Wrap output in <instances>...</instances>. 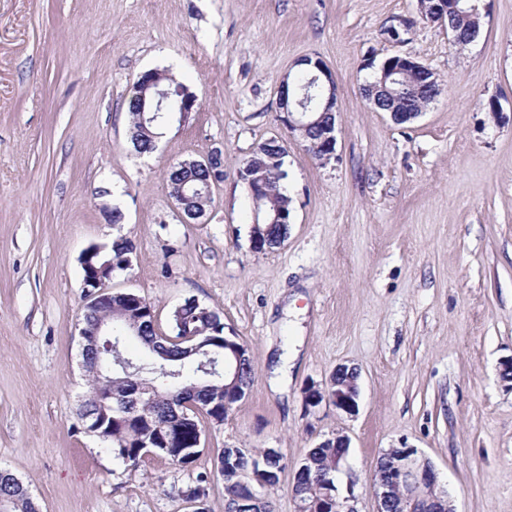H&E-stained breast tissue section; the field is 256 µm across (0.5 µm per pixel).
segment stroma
<instances>
[{
	"label": "stroma",
	"mask_w": 512,
	"mask_h": 512,
	"mask_svg": "<svg viewBox=\"0 0 512 512\" xmlns=\"http://www.w3.org/2000/svg\"><path fill=\"white\" fill-rule=\"evenodd\" d=\"M477 6L483 32L462 46L418 19L417 0H0V466L40 512H194L201 474L224 512L210 455L132 467L76 429L80 259L118 234L137 257L108 289L145 298L163 334L196 300L247 344L248 396L201 425L215 449H280L276 512H296L293 475L336 431L361 512H376L373 469L402 440L456 512H512V0ZM395 17L414 21L399 42ZM396 54L440 85L403 125L361 90L368 63ZM306 56L336 82L327 160L278 119L279 84ZM149 70L197 104L139 154L128 99ZM270 138L288 150L291 216L281 246L258 253L239 173ZM216 149L213 204L183 223L169 172ZM341 364L360 372L356 415L306 406L305 388Z\"/></svg>",
	"instance_id": "obj_1"
}]
</instances>
